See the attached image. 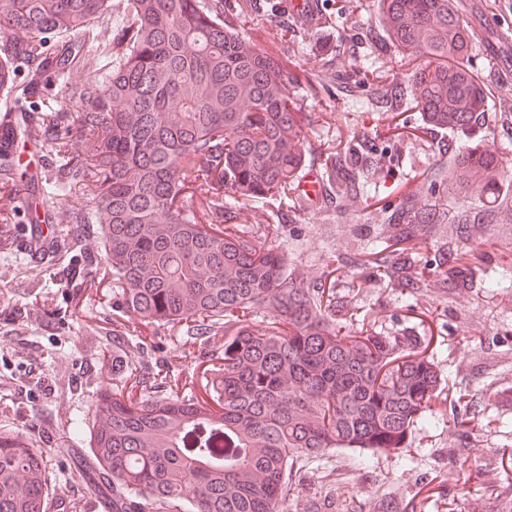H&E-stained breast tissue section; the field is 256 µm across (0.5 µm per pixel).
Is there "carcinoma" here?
Segmentation results:
<instances>
[{
    "instance_id": "carcinoma-1",
    "label": "carcinoma",
    "mask_w": 512,
    "mask_h": 512,
    "mask_svg": "<svg viewBox=\"0 0 512 512\" xmlns=\"http://www.w3.org/2000/svg\"><path fill=\"white\" fill-rule=\"evenodd\" d=\"M372 51L398 63L336 71L343 92L366 90L392 111L411 98L428 127L468 126L489 111L488 92L512 86V55L476 74L459 65L477 33L457 0H374ZM109 0H0V89L40 98L57 81L66 105L0 123V190L23 182L19 144L36 140L56 158L44 203L69 196L63 239L28 249L38 261L63 249L54 276L78 293L90 276L79 243L101 235L116 308L150 324L181 326L188 355L206 365L205 395L178 377L147 383L120 344L115 384L103 391L90 431L92 464L82 476L106 512H283L293 464L328 448L378 452L406 446L427 419L440 383L432 359L406 336L345 331L349 301L287 271L280 225L247 231L241 205L301 207L292 194L304 164L303 128L331 121L301 110L291 90L312 86L313 71L263 50L225 22L239 0H124L112 48L93 54L94 20ZM321 28L319 11L299 16ZM83 75L67 81L78 63ZM28 80L18 85L19 70ZM82 144L72 154L73 142ZM382 157L370 139L327 143L320 195L331 205L357 195L360 176ZM94 183L89 199L82 186ZM447 193L416 206L402 200L378 241L336 258L363 283L378 278L410 300L435 283L473 287L475 268L460 243L476 224H512V208L451 209ZM452 224L457 238L431 229ZM224 348L196 353L207 336ZM43 453L0 434V512H46ZM310 512H361L311 500Z\"/></svg>"
}]
</instances>
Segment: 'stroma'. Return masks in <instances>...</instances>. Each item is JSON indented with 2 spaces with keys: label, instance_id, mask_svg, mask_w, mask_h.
<instances>
[{
  "label": "stroma",
  "instance_id": "1",
  "mask_svg": "<svg viewBox=\"0 0 512 512\" xmlns=\"http://www.w3.org/2000/svg\"><path fill=\"white\" fill-rule=\"evenodd\" d=\"M238 19L260 47L276 50L301 67L344 44L341 65L367 60L387 68L386 57L372 53L363 41L374 27L373 0L346 13L342 33L331 29L291 34L284 13L268 10L267 0H240ZM498 17L476 15L477 40L466 56L468 66L483 69L486 60L502 55L494 36ZM293 95L311 114L328 110L330 126L316 122L306 131L305 165L318 164L325 142L370 136L388 156L383 167L363 180L357 198L339 207L304 202L300 211L282 218L280 241L288 249V271L321 284L333 256L356 255L369 243L353 224L379 228L388 207L410 197L417 205L431 202L438 179L447 175L450 147L485 146L498 161L489 176L472 182L462 195H449V205L501 207L512 202V130L499 124L497 113L485 125L423 132L425 120L414 102L401 112L376 111L365 92L338 93L336 73L316 72L312 88ZM493 238L497 251L486 256L484 241ZM470 264L484 265L498 282L494 290L475 287L443 294L431 286L413 300L372 280L353 288L347 268L335 273V288L351 301L358 319L382 336L418 337L432 356L443 383L432 401L429 423L416 425L408 437L409 453L374 455L369 466L357 464L356 450L331 448L303 458L294 468L285 512H307L312 497L360 502L375 512L379 502L400 503L403 512H506L512 505V224L473 227L463 244ZM112 278L94 274L80 294L49 282L20 250L0 252V434L20 436L29 446L47 449V512H105L101 497L80 476L74 449L89 445L101 388L112 382V330L120 328L126 345L142 343L134 363L157 378L187 376L179 327L145 325L112 308ZM467 402H459V394ZM476 419L472 431L457 424ZM499 419L495 428L486 418ZM83 436L73 437L74 424Z\"/></svg>",
  "mask_w": 512,
  "mask_h": 512
}]
</instances>
